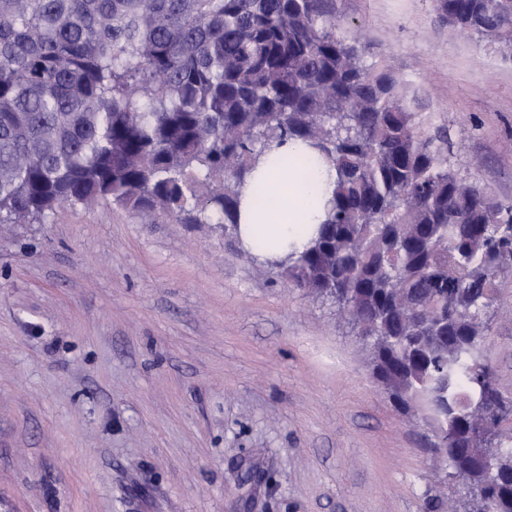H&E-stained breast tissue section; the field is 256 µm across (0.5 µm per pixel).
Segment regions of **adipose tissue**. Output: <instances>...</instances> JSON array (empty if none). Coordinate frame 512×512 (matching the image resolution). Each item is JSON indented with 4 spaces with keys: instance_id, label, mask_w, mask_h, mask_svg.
Wrapping results in <instances>:
<instances>
[{
    "instance_id": "obj_1",
    "label": "adipose tissue",
    "mask_w": 512,
    "mask_h": 512,
    "mask_svg": "<svg viewBox=\"0 0 512 512\" xmlns=\"http://www.w3.org/2000/svg\"><path fill=\"white\" fill-rule=\"evenodd\" d=\"M307 149L303 143H289L272 148L277 157L275 169L259 165L251 173V180L272 181L274 174L287 176L274 194L272 210H259L252 190H245L239 204L238 222L243 243L262 256L285 254L289 246H303L326 218L328 202L334 191L335 172L327 162L317 168L304 167L301 154Z\"/></svg>"
}]
</instances>
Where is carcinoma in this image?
<instances>
[{
	"label": "carcinoma",
	"instance_id": "obj_1",
	"mask_svg": "<svg viewBox=\"0 0 512 512\" xmlns=\"http://www.w3.org/2000/svg\"><path fill=\"white\" fill-rule=\"evenodd\" d=\"M512 53V0H435ZM301 141L336 170L327 219L282 274L335 300L391 368L376 380L448 449L466 426L512 472V400L483 336L512 273V201L461 176L389 69L336 35L334 0H0V224L99 201L238 230L250 173Z\"/></svg>",
	"mask_w": 512,
	"mask_h": 512
}]
</instances>
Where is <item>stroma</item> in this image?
<instances>
[{
    "instance_id": "35a3bbf8",
    "label": "stroma",
    "mask_w": 512,
    "mask_h": 512,
    "mask_svg": "<svg viewBox=\"0 0 512 512\" xmlns=\"http://www.w3.org/2000/svg\"><path fill=\"white\" fill-rule=\"evenodd\" d=\"M422 133L512 200V54L434 0H335ZM485 338L512 397V274ZM428 426L348 316L220 224L103 201L0 224V502L9 512H448Z\"/></svg>"
}]
</instances>
